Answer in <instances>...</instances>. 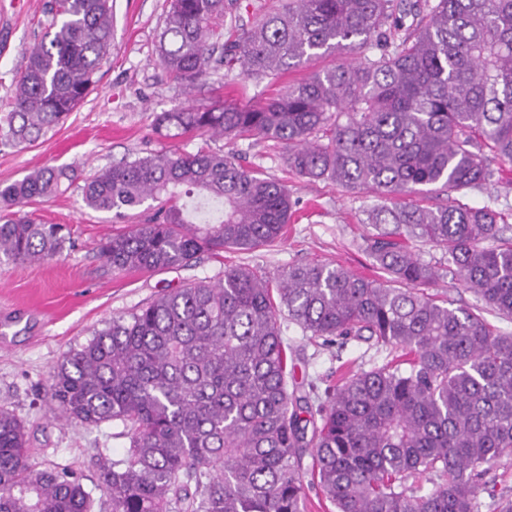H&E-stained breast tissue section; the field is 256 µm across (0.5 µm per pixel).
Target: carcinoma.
<instances>
[{
	"instance_id": "1",
	"label": "carcinoma",
	"mask_w": 512,
	"mask_h": 512,
	"mask_svg": "<svg viewBox=\"0 0 512 512\" xmlns=\"http://www.w3.org/2000/svg\"><path fill=\"white\" fill-rule=\"evenodd\" d=\"M231 5L172 0L158 65L192 87L224 65L261 81L328 53L342 60L256 104L161 112L157 131L270 139L296 174L373 194L363 247L376 274L311 261L271 278L234 265L168 290L63 356L48 391L58 418L122 426L127 448L98 464L112 512H305L309 483L336 512H479L480 482L512 452V335L428 293L439 269L410 242L441 250L462 287L511 319L512 237L489 205L409 197L482 189L495 160L512 161V0H284L226 42ZM49 13L1 141L31 144L63 123L112 50V0H53ZM68 178L34 169L1 184L0 201L29 203ZM83 195L119 215L168 204L101 244L120 271L269 246L293 208L285 184L206 150L104 167ZM69 242L63 224H0V259L40 260ZM284 317L311 341L364 340L387 360L316 405L314 383L298 394ZM95 507L73 465L31 463L23 421L1 404L0 512Z\"/></svg>"
}]
</instances>
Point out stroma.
Instances as JSON below:
<instances>
[{
    "label": "stroma",
    "instance_id": "1",
    "mask_svg": "<svg viewBox=\"0 0 512 512\" xmlns=\"http://www.w3.org/2000/svg\"><path fill=\"white\" fill-rule=\"evenodd\" d=\"M50 0H0V16L9 25L0 31V115L13 103L15 85L25 69L24 49L40 39L51 20ZM170 0H113L114 40L101 62L97 88L68 119L27 147L0 143V184L22 179L30 170L67 166L74 176L61 189L21 207V214L46 224H64L72 245L59 255L35 262L0 261V404L23 420L31 437L30 459L43 467L75 463L85 484L97 480L101 451L121 454L126 446L120 425L97 428L67 426L49 408L51 373L64 353L79 348L112 317L151 302L163 291L198 280H215L225 267L260 266L278 273L288 265L319 261L341 264L371 275L363 250L369 227L364 210L371 199L329 181H310L288 170L282 144L270 140L228 141L205 135L156 133L158 113L191 103L215 106L246 103L258 86L236 72L219 71L193 89H185L156 63L159 36ZM232 151L267 175L283 180L295 203L283 240L252 251L204 253L188 268L161 272L117 271L98 253L101 239L144 223L137 209L119 216L89 208L82 187L86 178L112 162L132 161L160 152ZM493 181L481 190L460 193L462 202L492 205L512 226V162L493 165ZM415 251L441 270L430 291L483 315L504 333L512 321L497 317L483 301L462 288L448 271L441 251L418 242ZM284 338L297 353L300 374L318 388L336 383L347 370L382 364L384 353L350 340L327 347L309 342L301 329L284 323Z\"/></svg>",
    "mask_w": 512,
    "mask_h": 512
}]
</instances>
